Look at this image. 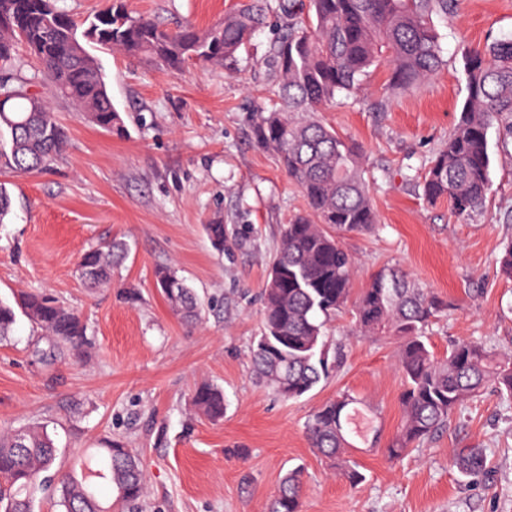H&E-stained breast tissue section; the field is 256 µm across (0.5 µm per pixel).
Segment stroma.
I'll use <instances>...</instances> for the list:
<instances>
[{"instance_id": "35a3bbf8", "label": "stroma", "mask_w": 512, "mask_h": 512, "mask_svg": "<svg viewBox=\"0 0 512 512\" xmlns=\"http://www.w3.org/2000/svg\"><path fill=\"white\" fill-rule=\"evenodd\" d=\"M244 0H129L135 13L174 30L208 28ZM442 68L404 95L387 88L386 66L362 91L327 107L322 119L357 144L378 215L374 230L346 233L354 289L394 266L447 299V315L425 334L437 356L465 338L512 355V280L498 259L512 243V159L488 131L491 190L482 209L460 218L428 202L422 174L447 141L466 96L464 48L512 39V0H458L430 17ZM273 15L231 67L187 63L159 69L90 46L105 76L120 130L101 129L54 97L66 143L48 170H0L12 210L0 222V300L46 291L76 309L92 340L81 357L57 352L25 316L0 343V432L45 426L61 473L79 471L90 448L119 439L139 456L146 491L123 512H265L284 475L304 471L303 512H512V401L471 400L447 426L397 461L358 443L365 476L356 488L330 474L304 425L324 401L347 390L363 399L382 441L400 429L403 381L398 345L356 332L351 312L328 331L339 361L329 378L285 401L258 386L248 359L262 321L261 291L281 228L305 205L299 188L254 136L255 108L272 78L262 59L282 25ZM224 227L216 251L205 227ZM121 238L130 245L111 286L85 288L82 251ZM170 266L205 307L186 324L155 285ZM224 392V419L192 406L196 385ZM484 448L488 476L453 465L455 449Z\"/></svg>"}]
</instances>
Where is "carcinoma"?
<instances>
[{"instance_id": "obj_1", "label": "carcinoma", "mask_w": 512, "mask_h": 512, "mask_svg": "<svg viewBox=\"0 0 512 512\" xmlns=\"http://www.w3.org/2000/svg\"><path fill=\"white\" fill-rule=\"evenodd\" d=\"M454 0H265L264 9L247 6L224 14L207 30L188 24L176 31L129 12L124 0L95 14L82 33L55 0H0V166L16 173L49 167L62 150L65 132L56 113L33 90L36 78L23 75L18 46L25 45L41 66L55 96L74 104L91 122L110 131L118 121L101 68L85 47L93 42L163 68L177 70L190 61L230 65L246 48L264 12L281 14L288 25L266 50L278 80L270 93L275 107L257 108V142L272 151L288 177L301 189L307 212L285 225L261 292V335L250 349L259 380L286 400H297L329 377L327 323L351 308L363 335L399 339L398 370L404 382L405 421L384 448L391 460L419 446L464 403L489 388L512 400V358L500 359L480 340L462 339L438 358L423 329L450 303L420 287L396 267L377 272L368 287L353 295V258L340 232H367L377 216L361 169L357 145L326 124L319 112L340 95L358 91L370 69L389 66L388 84L406 93L442 66L438 36L430 23L435 11L448 12ZM467 96L448 141L422 177L430 201L448 199L457 215L483 207L491 186L487 133L495 125L504 154L512 153V40L495 41L482 52L463 53ZM128 244L110 240L84 251L77 265L89 288L112 284V268L126 257ZM156 285L172 313L185 323L202 318L193 288L171 269L156 273ZM60 347L74 354L87 344L80 316L44 292L0 300V341L8 338L17 312ZM206 418L224 417V394L201 385L193 392ZM361 401L348 391L324 402L307 419L312 448L328 467L352 486L363 474L350 459L348 433L368 436L371 423ZM56 447L40 426L0 434V512H33L36 493L54 489L63 512H112L97 495L93 479H107L117 503L136 504L145 475L139 460L113 441L97 448L81 476L50 472ZM458 471L480 476L487 456L479 447L461 448ZM303 472L290 470L270 499L267 512H301Z\"/></svg>"}]
</instances>
